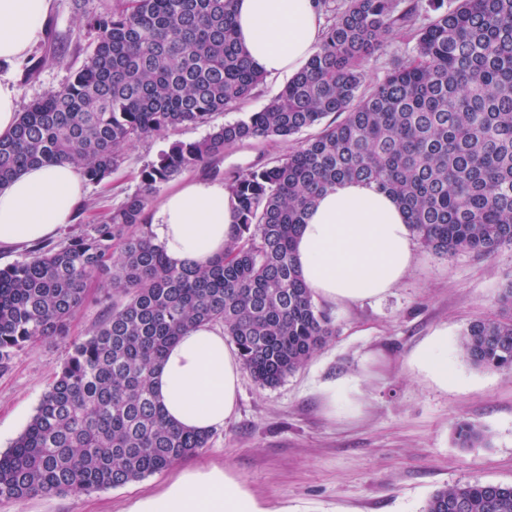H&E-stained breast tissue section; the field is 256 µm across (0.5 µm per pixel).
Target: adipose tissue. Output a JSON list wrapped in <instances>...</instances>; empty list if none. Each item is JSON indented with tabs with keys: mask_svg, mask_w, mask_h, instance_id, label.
<instances>
[{
	"mask_svg": "<svg viewBox=\"0 0 512 512\" xmlns=\"http://www.w3.org/2000/svg\"><path fill=\"white\" fill-rule=\"evenodd\" d=\"M53 0H0V136L19 116L12 71L44 38ZM239 39L270 76L294 74L320 42L314 0H235ZM84 196L77 168L67 162L32 165L0 186V248L24 247L56 236ZM147 221L176 265L204 267L224 253L234 214L222 182L207 178L167 193ZM297 265L315 295L333 303L378 297L396 287L414 261V235L387 193L347 182L320 197L294 243ZM448 330L435 331L415 352L413 366L440 383L451 374ZM241 361L218 325L190 329L169 346L154 376L168 419L207 432L224 425L238 403ZM127 512H269L234 472L213 466L179 473L158 494L135 499Z\"/></svg>",
	"mask_w": 512,
	"mask_h": 512,
	"instance_id": "1",
	"label": "adipose tissue"
}]
</instances>
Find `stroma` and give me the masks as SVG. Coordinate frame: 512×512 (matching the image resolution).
Segmentation results:
<instances>
[{
  "instance_id": "35a3bbf8",
  "label": "stroma",
  "mask_w": 512,
  "mask_h": 512,
  "mask_svg": "<svg viewBox=\"0 0 512 512\" xmlns=\"http://www.w3.org/2000/svg\"><path fill=\"white\" fill-rule=\"evenodd\" d=\"M82 11L53 0L45 36L30 52L44 64L34 78L14 72L20 106L62 90L89 51ZM185 127L175 138H202ZM172 138V139H175ZM172 139L150 136L124 148L109 178L86 183L74 231L99 222L140 187L139 171ZM298 137L249 140L226 150L218 166L230 173L286 155ZM512 278V248L491 255L448 257L416 246L411 269L396 288L350 304L324 303L335 328L301 370L273 388L240 376L234 417L213 432L198 455L122 487L80 494L0 499V512H125L135 498L159 492L182 469L221 465L271 507L288 512H423L437 490L462 483L512 485V374L480 370L455 349L469 321L493 313L501 286ZM111 297L76 314L70 338L50 337L16 352L0 371V451L26 427L67 359L71 338L97 325ZM448 328L453 376L440 385L411 366V355L439 326ZM352 378L360 390L353 414L328 416L322 390ZM465 418L483 427L489 443L460 448L454 427Z\"/></svg>"
}]
</instances>
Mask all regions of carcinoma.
I'll use <instances>...</instances> for the list:
<instances>
[{"mask_svg": "<svg viewBox=\"0 0 512 512\" xmlns=\"http://www.w3.org/2000/svg\"><path fill=\"white\" fill-rule=\"evenodd\" d=\"M233 2L113 0L83 12L93 41L81 68L0 136V185L54 162L99 183L131 143L210 126L201 139L172 141L105 220L0 267V368L25 346L68 335L95 293L112 294L0 452L1 499L121 487L208 447L211 434L170 424L152 390L167 348L193 327L223 326L263 387L305 367L335 329L298 274L293 244L318 197L343 181L393 196L438 254L512 246V0L445 10L428 0L429 12L420 0H316L334 17L308 63L259 111L213 126L265 79L237 40ZM404 33L413 49L368 79L365 64ZM336 113L344 120L322 125ZM315 126L288 154L225 180L237 225L223 256L206 268L171 264L146 222L160 187L186 171L219 176L213 162L238 143ZM459 349L475 368L512 373V278L497 312L463 329ZM485 440L476 423H456L458 447ZM425 512H512V485L457 484L433 493Z\"/></svg>", "mask_w": 512, "mask_h": 512, "instance_id": "obj_1", "label": "carcinoma"}]
</instances>
